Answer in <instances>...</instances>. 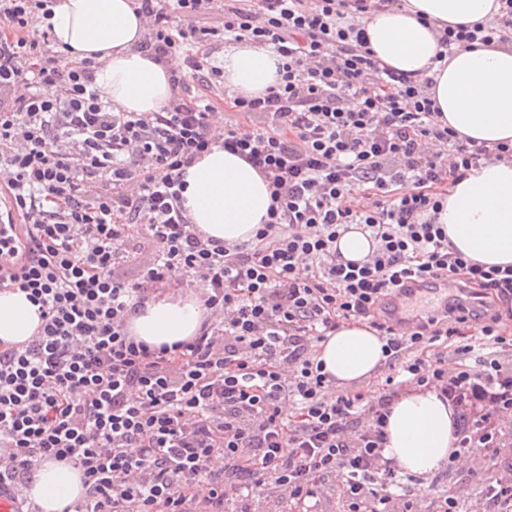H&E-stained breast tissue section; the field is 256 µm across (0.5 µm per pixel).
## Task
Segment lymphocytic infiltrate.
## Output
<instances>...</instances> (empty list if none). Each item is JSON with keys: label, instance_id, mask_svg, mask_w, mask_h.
I'll return each instance as SVG.
<instances>
[{"label": "lymphocytic infiltrate", "instance_id": "1", "mask_svg": "<svg viewBox=\"0 0 512 512\" xmlns=\"http://www.w3.org/2000/svg\"><path fill=\"white\" fill-rule=\"evenodd\" d=\"M156 58L176 56V97L160 112H115L93 64L67 60L41 28L58 0H0V291L20 290L42 323L0 341V496L40 512L31 468L68 461L84 497L71 512H420L382 454L388 407L426 387L464 414L456 457L476 460L484 512H512V267L467 259L438 218L450 185L512 145L460 137L426 90L375 58L360 15L402 0H136ZM489 20L440 29L436 60L512 42V0ZM276 53L260 96L224 84L218 43ZM203 87L193 94L192 85ZM234 117L213 128L211 94ZM241 157L271 203L254 238L224 244L191 224L184 174L212 147ZM375 243L343 261L350 225ZM153 250L124 264L140 240ZM457 282L456 305L388 326L406 280ZM203 286L198 333L149 346L126 330L143 304ZM351 322L385 338L391 370L374 395L336 384L318 358ZM459 364L449 367V355Z\"/></svg>", "mask_w": 512, "mask_h": 512}]
</instances>
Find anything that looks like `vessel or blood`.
<instances>
[{"instance_id": "1", "label": "vessel or blood", "mask_w": 512, "mask_h": 512, "mask_svg": "<svg viewBox=\"0 0 512 512\" xmlns=\"http://www.w3.org/2000/svg\"><path fill=\"white\" fill-rule=\"evenodd\" d=\"M447 304V283L436 279L409 280L387 299L384 318L403 333L409 331L418 318L443 313Z\"/></svg>"}]
</instances>
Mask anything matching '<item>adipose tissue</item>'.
<instances>
[{"label":"adipose tissue","mask_w":512,"mask_h":512,"mask_svg":"<svg viewBox=\"0 0 512 512\" xmlns=\"http://www.w3.org/2000/svg\"><path fill=\"white\" fill-rule=\"evenodd\" d=\"M494 0H407L403 9L373 11L360 18L375 56L405 73L430 77L428 89L440 124L488 146L512 143V43L478 45L436 61L430 29L489 19ZM57 48L72 61L94 65V85L115 111L158 112L175 95L170 81L175 58L153 59L142 49L145 29L135 0H62L51 19ZM277 55L247 44L224 49V82L255 95L276 85ZM184 206L207 236L238 243L254 236L270 204L267 182L241 158L212 147L187 168ZM441 222L465 257L487 265H512V160L481 162L450 187ZM206 316L198 294L165 296L131 318V334L158 346L192 338ZM41 319L20 291H0V340L28 341ZM381 336L365 323L342 325L322 341L319 358L340 385L359 384L384 364ZM385 457L401 473L425 477L453 454L458 411L435 390L403 391L389 407ZM85 489L71 464L44 460L30 472L28 495L41 512H62Z\"/></svg>","instance_id":"adipose-tissue-1"}]
</instances>
